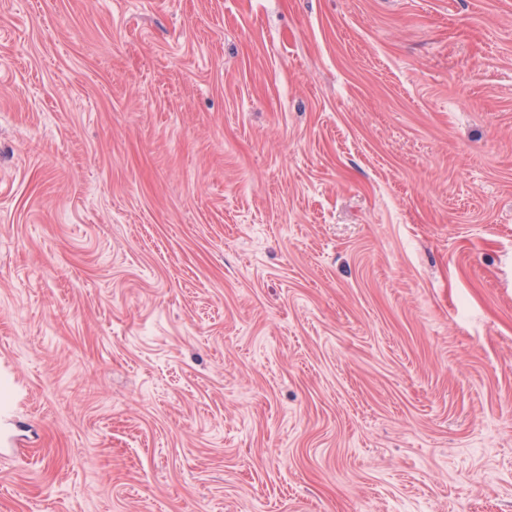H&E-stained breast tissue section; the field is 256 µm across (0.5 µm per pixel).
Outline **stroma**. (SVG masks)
Segmentation results:
<instances>
[{"instance_id": "obj_1", "label": "stroma", "mask_w": 512, "mask_h": 512, "mask_svg": "<svg viewBox=\"0 0 512 512\" xmlns=\"http://www.w3.org/2000/svg\"><path fill=\"white\" fill-rule=\"evenodd\" d=\"M0 512H512V0H0Z\"/></svg>"}]
</instances>
